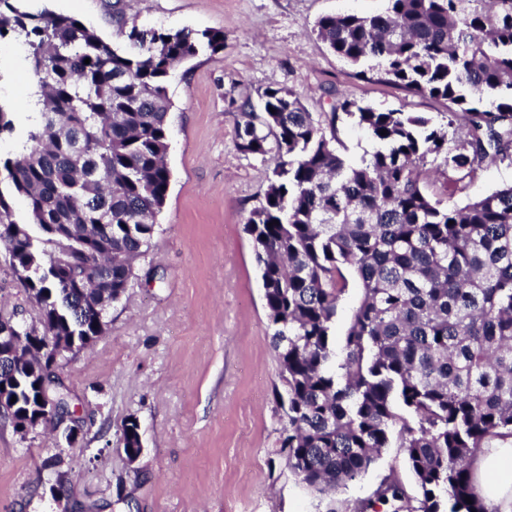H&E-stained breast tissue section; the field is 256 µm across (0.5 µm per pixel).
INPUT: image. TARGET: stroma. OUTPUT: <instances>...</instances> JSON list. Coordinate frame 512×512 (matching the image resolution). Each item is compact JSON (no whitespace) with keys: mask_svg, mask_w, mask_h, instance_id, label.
<instances>
[{"mask_svg":"<svg viewBox=\"0 0 512 512\" xmlns=\"http://www.w3.org/2000/svg\"><path fill=\"white\" fill-rule=\"evenodd\" d=\"M30 12L73 15L107 43H125L122 23L199 33L219 30L224 49L179 64L167 88L172 107L166 155L171 182L148 251L125 296L107 310L105 331L62 359L81 431L19 432L0 416V512H352L389 472L409 494L403 449H383L357 479L327 495L298 481L279 452L280 381L274 328L246 231L268 185L269 159L236 147L244 100L275 85L296 92L313 115L331 112L333 93L378 110L418 112L442 122L444 101L367 78L318 39L325 15L383 12L387 0H21ZM34 74L24 48L0 40V101L15 108L12 153L27 122L20 105ZM336 146L354 161L374 148L346 114ZM0 316L35 324L38 309L13 276L0 244ZM141 425L143 452L128 462L122 427ZM61 456L59 473L45 461Z\"/></svg>","mask_w":512,"mask_h":512,"instance_id":"obj_1","label":"stroma"}]
</instances>
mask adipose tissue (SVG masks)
<instances>
[{
    "instance_id": "obj_1",
    "label": "adipose tissue",
    "mask_w": 512,
    "mask_h": 512,
    "mask_svg": "<svg viewBox=\"0 0 512 512\" xmlns=\"http://www.w3.org/2000/svg\"><path fill=\"white\" fill-rule=\"evenodd\" d=\"M473 470L475 489L492 512H512V437L492 441Z\"/></svg>"
}]
</instances>
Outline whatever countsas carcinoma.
I'll return each mask as SVG.
<instances>
[{"label":"carcinoma","mask_w":512,"mask_h":512,"mask_svg":"<svg viewBox=\"0 0 512 512\" xmlns=\"http://www.w3.org/2000/svg\"><path fill=\"white\" fill-rule=\"evenodd\" d=\"M388 2L380 14L326 15L317 36L350 64L378 59L381 79L447 101L446 123L338 95L332 115L375 143L353 162L294 91L270 86L260 107L239 105L237 149L273 162L246 230L275 326L280 452L324 494L395 444L420 496L391 474L362 509L493 512L472 464L512 437V184L454 197L487 161L512 158V0ZM78 22L0 0V39L20 41L38 77L24 139L0 158V242L44 335L80 340L102 334L91 312L127 292L168 195L166 79L224 49V33L153 29L119 48ZM455 125L461 142L449 138ZM431 157L440 192L428 188ZM350 274L362 294L338 342ZM13 388L14 417L44 395L70 414L53 371Z\"/></svg>","instance_id":"1"}]
</instances>
